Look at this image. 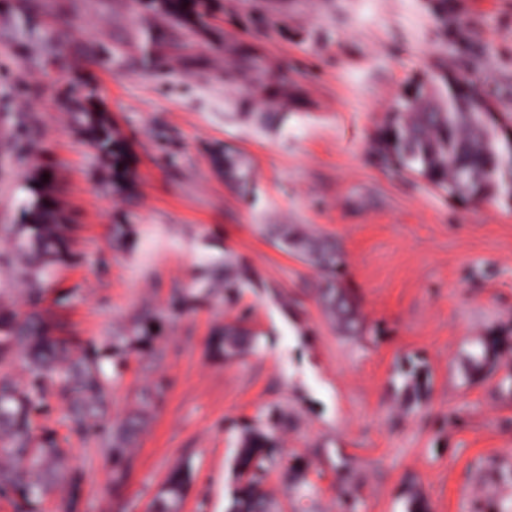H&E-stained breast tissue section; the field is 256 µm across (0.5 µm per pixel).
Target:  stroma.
<instances>
[{
  "label": "stroma",
  "instance_id": "stroma-1",
  "mask_svg": "<svg viewBox=\"0 0 512 512\" xmlns=\"http://www.w3.org/2000/svg\"><path fill=\"white\" fill-rule=\"evenodd\" d=\"M21 2L0 0V303L46 311L59 335L97 347L142 308L167 315L112 383V423L165 387L121 492L60 400L40 418L84 470L80 512H152L185 464L181 512H226L238 441L272 412L285 420L266 483L277 512H340L347 493L358 512H405L412 487L432 512H512V348L485 380H463L479 341L512 336V207L449 197L375 150L395 97L445 73L512 114V0H446L443 13L437 0H209L192 30L158 16L145 29L128 0H36L29 15ZM235 43L287 75L286 121L243 119L256 89L224 78ZM90 91L130 147L131 191L113 187L80 129ZM228 145L251 162L248 194L224 182ZM42 168L64 203L68 256L35 301L1 260L17 253ZM270 224L335 241L366 333L328 320L320 271L280 249ZM228 252L256 274L229 300L196 279L200 260ZM177 290L194 305L171 316ZM240 319L259 344L224 359L210 337ZM411 364L431 376L420 405L397 375ZM299 464L304 495L289 481Z\"/></svg>",
  "mask_w": 512,
  "mask_h": 512
}]
</instances>
